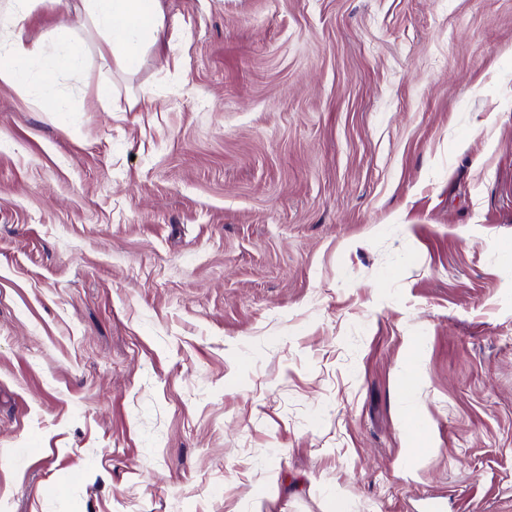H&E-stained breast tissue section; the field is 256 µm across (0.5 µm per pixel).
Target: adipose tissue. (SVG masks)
I'll return each mask as SVG.
<instances>
[{
    "label": "adipose tissue",
    "mask_w": 512,
    "mask_h": 512,
    "mask_svg": "<svg viewBox=\"0 0 512 512\" xmlns=\"http://www.w3.org/2000/svg\"><path fill=\"white\" fill-rule=\"evenodd\" d=\"M30 2L0 0V19L7 21V35L0 38V83L29 93L45 112L70 109L48 74L79 69L91 48L116 70H134L145 53L159 44L166 27L162 0H80V20L89 40H62L53 55L42 59L21 27ZM37 58L45 71L39 78L31 66Z\"/></svg>",
    "instance_id": "1"
}]
</instances>
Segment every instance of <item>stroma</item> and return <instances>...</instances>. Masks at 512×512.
Returning a JSON list of instances; mask_svg holds the SVG:
<instances>
[{
    "mask_svg": "<svg viewBox=\"0 0 512 512\" xmlns=\"http://www.w3.org/2000/svg\"><path fill=\"white\" fill-rule=\"evenodd\" d=\"M165 3L0 84V512H512V0ZM80 20L102 60L121 72L136 69L162 40L166 16L162 0H79ZM87 49L85 40L64 39L60 42L56 52L43 60V71L58 73L77 70L83 64Z\"/></svg>",
    "mask_w": 512,
    "mask_h": 512,
    "instance_id": "obj_1",
    "label": "stroma"
}]
</instances>
